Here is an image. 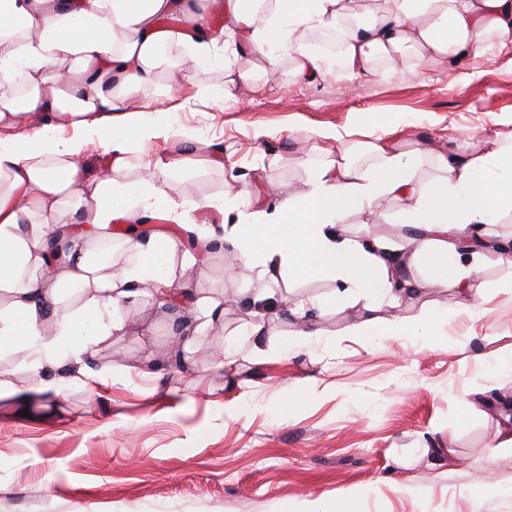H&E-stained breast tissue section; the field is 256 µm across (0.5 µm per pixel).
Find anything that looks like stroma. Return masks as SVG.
Wrapping results in <instances>:
<instances>
[{
    "label": "stroma",
    "mask_w": 512,
    "mask_h": 512,
    "mask_svg": "<svg viewBox=\"0 0 512 512\" xmlns=\"http://www.w3.org/2000/svg\"><path fill=\"white\" fill-rule=\"evenodd\" d=\"M164 79L181 93L151 90L159 109L144 120L192 130L218 162L174 175L175 200L210 207L149 233L171 238L180 255L192 238L218 248L206 265L179 269L180 308L141 296L142 318L84 359L79 379L67 360L49 366L58 401L0 400V512H301L309 500L331 507L347 496L356 512H512V461L490 454L512 412V267L487 254L475 307L444 284L411 304L381 295L343 306L330 300L332 279H297L289 299L325 300L306 335H290L276 314L258 341L243 332L247 303L269 281L227 270L243 244L224 232L231 192L266 177L304 188L307 160L337 148L323 130L364 140L396 124L412 147L464 141L475 154L507 144L512 38L456 62L398 58L373 75L312 83L285 63L276 82L238 86L219 103L198 90L223 84L220 54L193 81L177 65ZM204 296L224 308L207 328ZM431 311L443 326L435 338L355 327ZM220 341L231 360L221 370L204 359ZM259 348L267 361L256 360ZM296 394L302 402L284 410Z\"/></svg>",
    "instance_id": "35a3bbf8"
}]
</instances>
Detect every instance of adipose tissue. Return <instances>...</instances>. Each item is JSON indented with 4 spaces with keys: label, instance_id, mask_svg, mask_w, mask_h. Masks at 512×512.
<instances>
[{
    "label": "adipose tissue",
    "instance_id": "adipose-tissue-1",
    "mask_svg": "<svg viewBox=\"0 0 512 512\" xmlns=\"http://www.w3.org/2000/svg\"><path fill=\"white\" fill-rule=\"evenodd\" d=\"M341 0H0V128L45 120L48 135L32 141L0 138V351H28L32 371L57 353L74 362L93 354L134 320L131 305L144 280L153 295L173 289L175 244L167 237H128V266L91 258L88 243L98 230L124 219L137 223L141 202L162 207L186 224L198 202H175L170 176L198 167L203 158L190 132L137 119L148 106L147 90L158 83L168 49L201 35L184 70L213 50L224 52L226 84L253 82L235 61L247 47L263 53L262 79L276 81L283 61L297 77L314 80L341 70L375 72L381 59L409 55L461 58L481 52L490 37L512 36V0H389L390 7L361 16L342 10ZM224 16L214 28L212 13ZM179 29L162 27L163 18ZM332 31L340 44L333 63L308 40ZM71 137H63V130ZM100 142L107 165L98 172L82 155V139ZM173 140L171 160L142 154L150 140ZM422 149L408 150L393 128L370 141L340 138L335 155L312 166L304 190L283 197L275 212L254 207L248 190L233 204V237L254 242L240 263L273 285L328 276L339 285L333 300L350 292L372 300L382 291L396 303L421 292L404 268L425 267L433 281L456 287L471 300L481 296L479 268L461 251L462 239L512 211V151L482 155L465 145L440 147L432 155L439 174L420 171ZM147 176L132 187L129 172ZM399 200L396 221L416 230V244L353 237L341 224L372 212L379 199ZM66 224L64 260L45 272L43 253L51 231Z\"/></svg>",
    "mask_w": 512,
    "mask_h": 512
}]
</instances>
